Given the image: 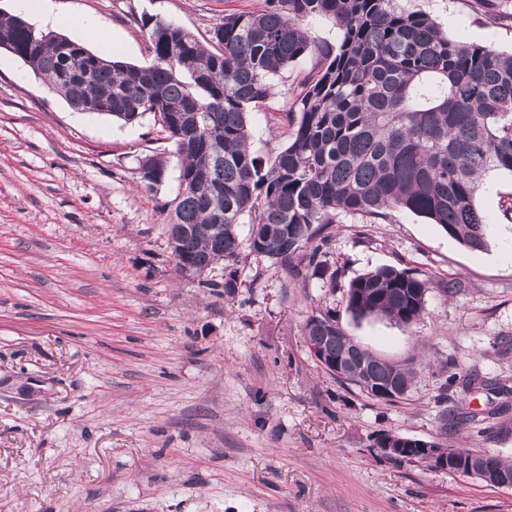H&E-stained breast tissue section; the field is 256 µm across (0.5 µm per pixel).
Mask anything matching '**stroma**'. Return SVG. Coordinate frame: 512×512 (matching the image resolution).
Wrapping results in <instances>:
<instances>
[{
    "mask_svg": "<svg viewBox=\"0 0 512 512\" xmlns=\"http://www.w3.org/2000/svg\"><path fill=\"white\" fill-rule=\"evenodd\" d=\"M450 38L512 51V21L469 0H408ZM263 0H51L96 17L102 56L151 60L142 17L208 41L223 15ZM314 65L272 75L248 109L252 150L288 144L281 114ZM0 49V512H512V487L397 463L392 434L512 462V392L464 389L459 375L512 380V174L488 172L476 202L492 226L469 249L426 218L331 225L321 259L335 283L242 248L224 266L181 273L166 234L177 165L153 193L140 160L172 142L158 116L127 125L75 111ZM430 277L426 310L402 326L346 311L354 278L382 266ZM458 282L456 293L445 283ZM336 313L355 342L416 369L400 399L336 380L303 335ZM457 412L468 422L449 425Z\"/></svg>",
    "mask_w": 512,
    "mask_h": 512,
    "instance_id": "stroma-1",
    "label": "stroma"
}]
</instances>
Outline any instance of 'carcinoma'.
I'll use <instances>...</instances> for the list:
<instances>
[{
	"mask_svg": "<svg viewBox=\"0 0 512 512\" xmlns=\"http://www.w3.org/2000/svg\"><path fill=\"white\" fill-rule=\"evenodd\" d=\"M334 22V45L314 40L304 21ZM150 64L101 57L68 38L0 17V39L37 77L83 112L126 124L160 116L179 166L168 239L176 263L197 272L224 262L235 287L238 225L249 219V248L294 257L329 274L314 241L343 216L364 224L396 210L439 225L463 246H487L490 224L476 205L481 176L512 173V53L453 40L425 13L399 0H264L224 15L208 43L158 17L142 20ZM315 72L284 113L288 146L270 163L250 148V105L273 95L269 76L308 54ZM169 157L140 161V185L164 181ZM429 279L383 266L351 280L346 309L410 326L425 312ZM304 336H322L329 356L362 367L358 388L411 385L414 369L355 343L336 315L310 316Z\"/></svg>",
	"mask_w": 512,
	"mask_h": 512,
	"instance_id": "1",
	"label": "carcinoma"
}]
</instances>
